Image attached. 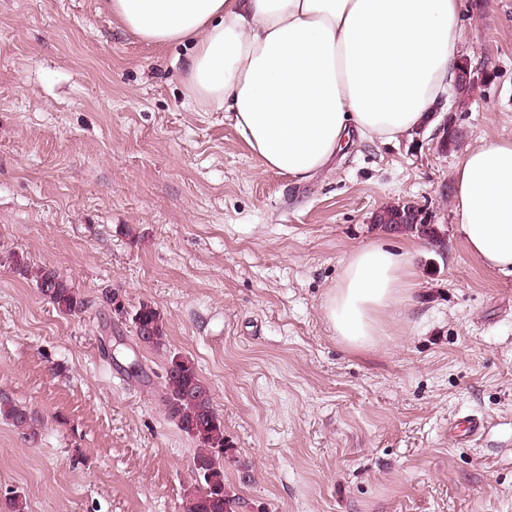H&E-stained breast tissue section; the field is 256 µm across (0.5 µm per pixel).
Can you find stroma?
I'll return each mask as SVG.
<instances>
[{
  "mask_svg": "<svg viewBox=\"0 0 512 512\" xmlns=\"http://www.w3.org/2000/svg\"><path fill=\"white\" fill-rule=\"evenodd\" d=\"M460 13L469 94L298 182L188 96L191 44L141 40L108 0H0V397L37 421L30 436L0 420V512L13 491L28 512H186L196 445L164 410L170 351L224 418L236 512H512V275L468 252L452 205L465 148L512 137V0ZM404 201L442 245L373 223ZM371 242L415 252V291L359 351L322 306ZM38 266L82 313L40 297ZM142 303L166 351L138 341ZM472 413L483 436L452 440ZM33 279L41 297L60 313L74 315L82 311L84 301L72 284L56 271L39 268Z\"/></svg>",
  "mask_w": 512,
  "mask_h": 512,
  "instance_id": "obj_1",
  "label": "stroma"
}]
</instances>
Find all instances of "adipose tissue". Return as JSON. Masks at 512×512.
Wrapping results in <instances>:
<instances>
[{
	"instance_id": "adipose-tissue-1",
	"label": "adipose tissue",
	"mask_w": 512,
	"mask_h": 512,
	"mask_svg": "<svg viewBox=\"0 0 512 512\" xmlns=\"http://www.w3.org/2000/svg\"><path fill=\"white\" fill-rule=\"evenodd\" d=\"M142 39L191 40L185 85L223 111L264 169L303 181L351 134L389 141L422 125L457 75L460 0H110ZM468 252L512 274V138L471 145L454 170ZM413 258L372 243L349 253L325 318L348 347L375 345L411 298Z\"/></svg>"
}]
</instances>
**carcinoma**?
I'll use <instances>...</instances> for the list:
<instances>
[{
  "label": "carcinoma",
  "instance_id": "cac0c4a2",
  "mask_svg": "<svg viewBox=\"0 0 512 512\" xmlns=\"http://www.w3.org/2000/svg\"><path fill=\"white\" fill-rule=\"evenodd\" d=\"M405 207L391 205L383 209L386 226L417 233L432 242L438 236L433 224L416 223L405 218ZM41 297L62 314L82 311L84 301L72 284L48 268L34 275ZM134 332L143 344L152 348L166 345L165 325L160 312L148 304L140 305L132 317ZM164 405L177 428L197 444L193 472L198 481L189 493L187 512H235L236 497L224 483V462L228 458L229 441L224 437V420L213 404L209 387L201 379L192 359L179 353L169 355L165 369ZM0 419L15 428L34 429V418L23 406L0 399Z\"/></svg>",
  "mask_w": 512,
  "mask_h": 512
}]
</instances>
